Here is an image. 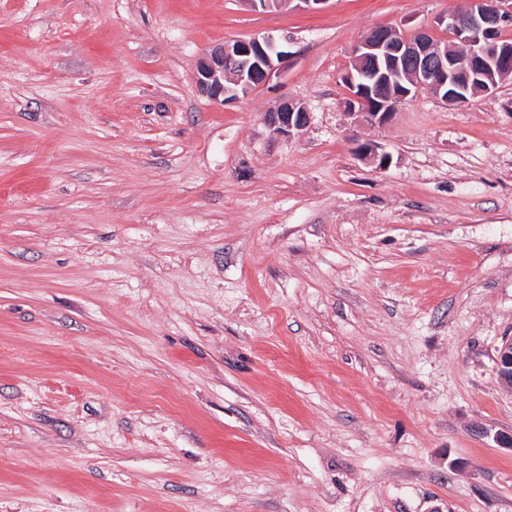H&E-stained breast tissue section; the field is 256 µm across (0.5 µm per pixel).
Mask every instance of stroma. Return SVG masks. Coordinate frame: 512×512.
<instances>
[{
    "mask_svg": "<svg viewBox=\"0 0 512 512\" xmlns=\"http://www.w3.org/2000/svg\"><path fill=\"white\" fill-rule=\"evenodd\" d=\"M466 6L0 0V512H512V82L343 107L370 29ZM286 56L269 38L225 41L199 61L196 88L213 100H234L263 85ZM310 118V112L303 105L291 100L283 101L267 115L271 132L288 138L305 128ZM496 372L501 383L512 389V342L505 341L498 349Z\"/></svg>",
    "mask_w": 512,
    "mask_h": 512,
    "instance_id": "35a3bbf8",
    "label": "stroma"
}]
</instances>
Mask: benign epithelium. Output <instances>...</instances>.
Here are the masks:
<instances>
[{
  "label": "benign epithelium",
  "instance_id": "obj_1",
  "mask_svg": "<svg viewBox=\"0 0 512 512\" xmlns=\"http://www.w3.org/2000/svg\"><path fill=\"white\" fill-rule=\"evenodd\" d=\"M511 23L512 0H469L465 12L438 19L448 32L445 43L426 31L409 37L388 27L369 31L344 75V109L357 122L384 125L397 103L421 90L449 105L493 94L512 81V42L502 37ZM286 56L269 38L226 41L199 61L196 88L213 100H234L263 85ZM267 121L273 134L290 138L307 126L310 113L288 100ZM496 372L512 389L511 341L498 349Z\"/></svg>",
  "mask_w": 512,
  "mask_h": 512
}]
</instances>
